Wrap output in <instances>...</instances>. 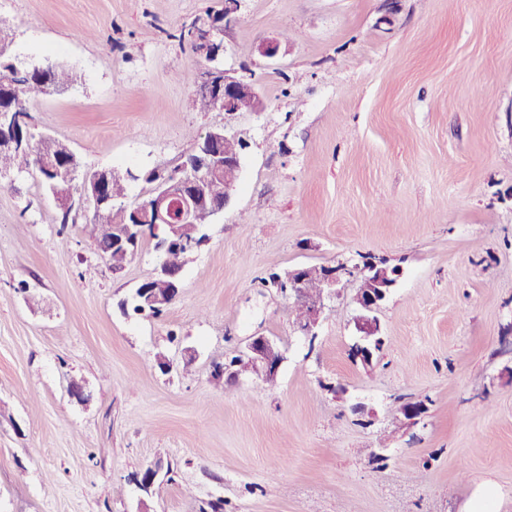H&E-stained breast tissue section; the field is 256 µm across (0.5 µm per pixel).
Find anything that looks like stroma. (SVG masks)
I'll return each instance as SVG.
<instances>
[{
  "instance_id": "stroma-1",
  "label": "stroma",
  "mask_w": 512,
  "mask_h": 512,
  "mask_svg": "<svg viewBox=\"0 0 512 512\" xmlns=\"http://www.w3.org/2000/svg\"><path fill=\"white\" fill-rule=\"evenodd\" d=\"M221 7L0 0L13 55L76 74L30 126L85 168L171 169L227 123L248 140L158 318L119 308L153 276L152 242L112 271L91 207L63 228L37 175L0 177V512H512V0H242L223 64L263 104L230 121L193 108L182 76L202 61L177 39ZM368 256L403 270L369 365L349 354L357 280L312 348L262 284ZM255 335L285 352L276 385L215 381ZM157 463L164 490L140 502L130 476Z\"/></svg>"
}]
</instances>
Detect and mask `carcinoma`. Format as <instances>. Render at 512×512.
I'll list each match as a JSON object with an SVG mask.
<instances>
[{
	"mask_svg": "<svg viewBox=\"0 0 512 512\" xmlns=\"http://www.w3.org/2000/svg\"><path fill=\"white\" fill-rule=\"evenodd\" d=\"M14 55L10 51V41L0 36V111L28 112V104L35 98L49 94L62 93L74 82L73 73L61 66L44 71L31 68H18L12 64ZM69 159L66 144L50 136L41 135L32 144V149L22 153L0 149V175L7 171L18 173L32 168L39 173L43 187L53 193L66 190L68 185L57 182L49 167L61 166ZM238 171L226 168L216 177L202 184L201 194L204 201L197 204L190 215L191 224L206 228L215 215V208L224 205V184L236 181ZM104 183L112 204L93 210L92 219L86 224L99 255L113 268L122 269L135 258L134 252L141 249L145 238L153 237L152 232L144 229V222L137 221L132 213L123 207L127 196V181L118 176L108 180L98 176V172L88 173L87 181L80 184L81 191L92 192L99 183ZM191 254L187 247L174 245L164 252V261L171 272L181 274L182 268ZM325 268L311 266L303 269L301 288L307 295H317L323 289ZM122 309H131L135 313H148L158 317L165 309H157L145 304L143 294L130 302L122 303Z\"/></svg>",
	"mask_w": 512,
	"mask_h": 512,
	"instance_id": "obj_1",
	"label": "carcinoma"
}]
</instances>
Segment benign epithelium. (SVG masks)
<instances>
[{
  "label": "benign epithelium",
  "instance_id": "1",
  "mask_svg": "<svg viewBox=\"0 0 512 512\" xmlns=\"http://www.w3.org/2000/svg\"><path fill=\"white\" fill-rule=\"evenodd\" d=\"M219 27L204 25L192 32L195 52L204 61L199 70V84L206 88H215V102L218 111L230 117L239 112H255L262 106L259 88L251 81L239 75L234 69L221 65L224 57V43L218 37ZM231 137L224 128H216L206 133L193 154L192 162L183 166V174L164 182L163 186L153 189L139 201L136 215L145 216L153 222L154 230L161 228L179 233L177 224L189 218L196 197H191L186 189L203 180L208 173L223 167V156L214 154L208 147ZM371 265L355 270L347 266L330 268L324 278V293L306 297L298 288L300 271L296 270L278 279V287L289 291L296 300L305 303L308 308L307 319L298 325V331L309 346L318 339V327L324 309V297L339 294V287L346 277H358L369 281L370 287L360 288L354 297L358 314L354 318L357 337L351 345L352 356L364 364L371 362L373 352L382 349L385 338L377 311L401 275L400 268H386L382 261L372 258ZM244 355L254 363L255 373L262 379L278 375L284 361V354L275 340L268 336H254L247 343ZM161 471L156 464L131 477V483L143 495L147 494Z\"/></svg>",
  "mask_w": 512,
  "mask_h": 512
}]
</instances>
